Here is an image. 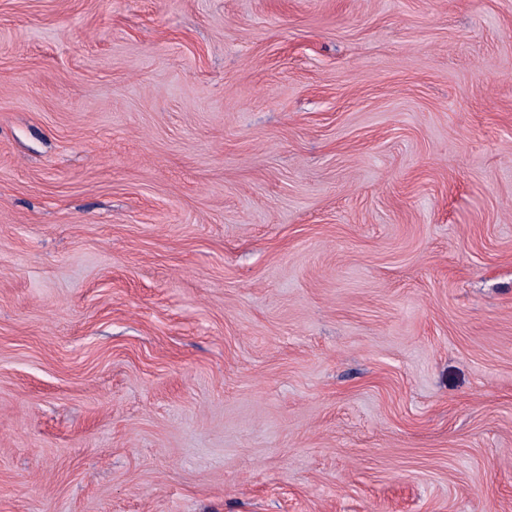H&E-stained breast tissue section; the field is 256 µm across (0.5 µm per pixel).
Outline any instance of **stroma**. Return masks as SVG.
Wrapping results in <instances>:
<instances>
[{
	"label": "stroma",
	"instance_id": "35a3bbf8",
	"mask_svg": "<svg viewBox=\"0 0 512 512\" xmlns=\"http://www.w3.org/2000/svg\"><path fill=\"white\" fill-rule=\"evenodd\" d=\"M0 512H512V0H0Z\"/></svg>",
	"mask_w": 512,
	"mask_h": 512
}]
</instances>
